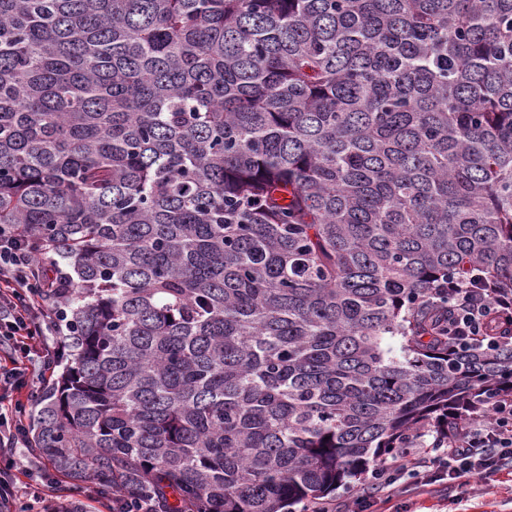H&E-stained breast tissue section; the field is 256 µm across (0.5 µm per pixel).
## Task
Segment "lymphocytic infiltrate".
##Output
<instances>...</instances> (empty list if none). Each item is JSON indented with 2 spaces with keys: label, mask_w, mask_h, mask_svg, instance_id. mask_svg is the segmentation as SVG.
I'll return each instance as SVG.
<instances>
[{
  "label": "lymphocytic infiltrate",
  "mask_w": 512,
  "mask_h": 512,
  "mask_svg": "<svg viewBox=\"0 0 512 512\" xmlns=\"http://www.w3.org/2000/svg\"><path fill=\"white\" fill-rule=\"evenodd\" d=\"M62 267L35 259L26 239L0 226V341L29 339L52 330L57 312L43 301L46 292L68 287ZM448 310V342L458 347L485 339L484 321L493 312L512 311V297L493 287L463 285L453 291ZM425 430L414 432L395 458L376 463L370 473L372 496L357 497L352 512H370L375 494L393 492L405 477L425 485L467 484L512 467V400L486 401L480 417L463 421L454 439L426 440Z\"/></svg>",
  "instance_id": "1"
}]
</instances>
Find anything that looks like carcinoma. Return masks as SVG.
Here are the masks:
<instances>
[{
  "label": "carcinoma",
  "mask_w": 512,
  "mask_h": 512,
  "mask_svg": "<svg viewBox=\"0 0 512 512\" xmlns=\"http://www.w3.org/2000/svg\"><path fill=\"white\" fill-rule=\"evenodd\" d=\"M0 224L64 263L31 450L293 512L512 398V0H0ZM452 292V303L448 310V343L457 348L471 340L481 339L487 344L497 342L484 330L485 318L491 312L510 310L512 296L497 295L489 285H456Z\"/></svg>",
  "instance_id": "1"
}]
</instances>
